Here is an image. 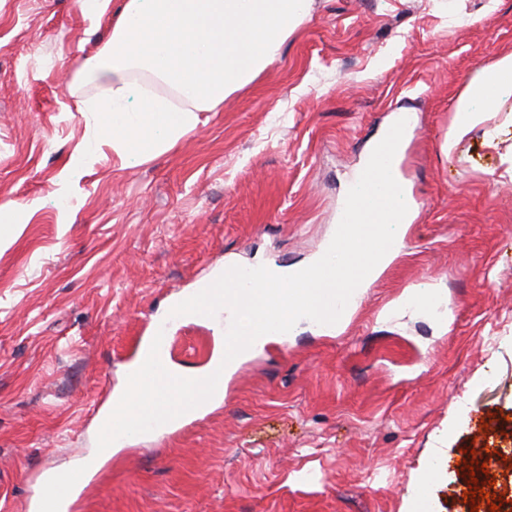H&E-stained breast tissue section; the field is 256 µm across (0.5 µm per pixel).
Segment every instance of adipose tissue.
<instances>
[{"instance_id": "ef3b65f1", "label": "adipose tissue", "mask_w": 512, "mask_h": 512, "mask_svg": "<svg viewBox=\"0 0 512 512\" xmlns=\"http://www.w3.org/2000/svg\"><path fill=\"white\" fill-rule=\"evenodd\" d=\"M309 0H84L90 25L112 18V43L101 53L112 64V95L92 104L117 153L148 160L174 146L233 92L275 61ZM152 75L189 100H171L137 86L133 73ZM512 88V53L468 83L443 141L453 150L489 122L500 95Z\"/></svg>"}]
</instances>
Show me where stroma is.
<instances>
[{"instance_id":"1","label":"stroma","mask_w":512,"mask_h":512,"mask_svg":"<svg viewBox=\"0 0 512 512\" xmlns=\"http://www.w3.org/2000/svg\"><path fill=\"white\" fill-rule=\"evenodd\" d=\"M112 24L79 0H0V499L28 512L47 473L95 446L93 400L119 392L155 312L230 264L299 266L400 106L422 201L399 254L333 331L301 324L224 379L170 438L102 462L74 512H466L468 450L512 461V92L488 139L442 144L457 98L512 52V0H311L277 60L146 161L84 103ZM95 143L62 190L75 149ZM429 296L427 311L400 300ZM188 319L185 369L223 350ZM442 460L439 469L426 467Z\"/></svg>"}]
</instances>
